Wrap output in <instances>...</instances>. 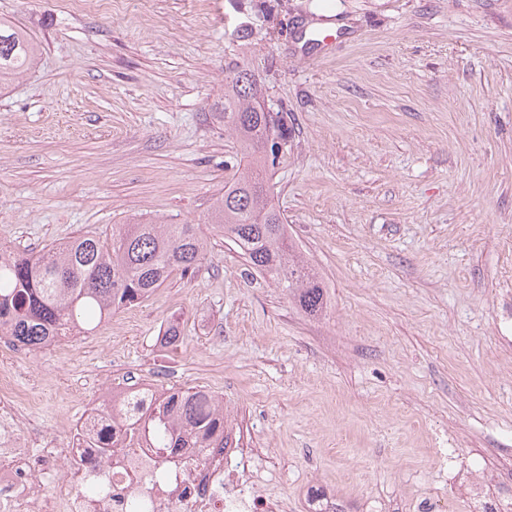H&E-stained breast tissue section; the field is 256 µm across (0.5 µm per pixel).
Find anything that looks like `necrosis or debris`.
<instances>
[{
  "mask_svg": "<svg viewBox=\"0 0 512 512\" xmlns=\"http://www.w3.org/2000/svg\"><path fill=\"white\" fill-rule=\"evenodd\" d=\"M11 374L0 371V512H30L41 484L40 512H284L280 495L251 479L247 445L200 455L177 451L161 463L153 449L99 448L104 420L85 412L61 448L32 451L12 413Z\"/></svg>",
  "mask_w": 512,
  "mask_h": 512,
  "instance_id": "1",
  "label": "necrosis or debris"
}]
</instances>
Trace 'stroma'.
<instances>
[{
	"mask_svg": "<svg viewBox=\"0 0 512 512\" xmlns=\"http://www.w3.org/2000/svg\"><path fill=\"white\" fill-rule=\"evenodd\" d=\"M0 16L40 45L0 89V246L133 219L207 242L194 274L8 362L37 447L141 371L222 393L287 512L316 491L337 512H465L470 482L512 497V0H0ZM320 32L333 44L310 47ZM239 62L292 135L274 202L326 284L318 318L206 219L233 173L218 114Z\"/></svg>",
	"mask_w": 512,
	"mask_h": 512,
	"instance_id": "obj_1",
	"label": "stroma"
}]
</instances>
